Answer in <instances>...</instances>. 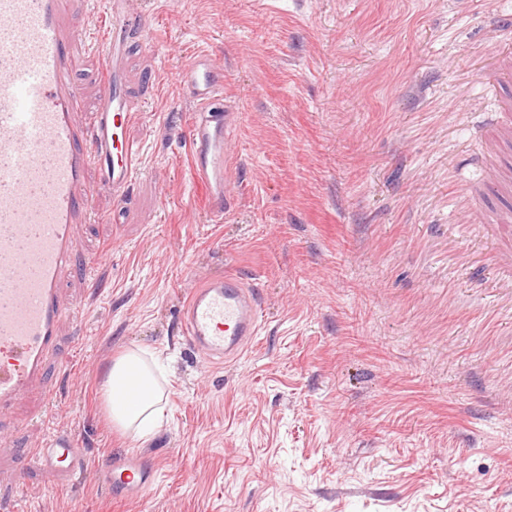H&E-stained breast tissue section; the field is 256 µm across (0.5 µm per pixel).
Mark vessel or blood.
Here are the masks:
<instances>
[{
	"label": "vessel or blood",
	"instance_id": "obj_1",
	"mask_svg": "<svg viewBox=\"0 0 512 512\" xmlns=\"http://www.w3.org/2000/svg\"><path fill=\"white\" fill-rule=\"evenodd\" d=\"M76 0H0V433L15 424L41 383L64 323H81L66 300L63 277L97 259L77 258L76 230L91 216L89 169L124 195L140 151L128 128L141 110L111 71L123 64L127 0H106L112 39L99 53L103 85L87 104L74 73L87 44L68 22ZM182 88L196 106L189 130L191 182L220 219L231 200L227 148L232 113L224 106V71L203 51L184 62ZM188 343L216 361L238 355L261 329L255 291L235 275H215L190 295L181 318ZM38 453L51 472L87 464L74 436L53 430ZM110 492L149 488L157 472L126 460L95 462Z\"/></svg>",
	"mask_w": 512,
	"mask_h": 512
}]
</instances>
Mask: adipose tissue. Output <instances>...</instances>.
I'll list each match as a JSON object with an SVG mask.
<instances>
[{
	"mask_svg": "<svg viewBox=\"0 0 512 512\" xmlns=\"http://www.w3.org/2000/svg\"><path fill=\"white\" fill-rule=\"evenodd\" d=\"M165 377L158 359L144 350L129 349L116 359L98 387L111 426L149 442L163 422Z\"/></svg>",
	"mask_w": 512,
	"mask_h": 512,
	"instance_id": "obj_1",
	"label": "adipose tissue"
}]
</instances>
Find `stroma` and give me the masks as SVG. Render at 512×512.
Segmentation results:
<instances>
[{"label":"stroma","instance_id":"stroma-1","mask_svg":"<svg viewBox=\"0 0 512 512\" xmlns=\"http://www.w3.org/2000/svg\"><path fill=\"white\" fill-rule=\"evenodd\" d=\"M123 79L143 158L95 188L64 279L50 402L0 445V512H512V259L479 223L483 131L512 61V0H132ZM208 51L237 121L223 222L191 186L194 106L176 72ZM254 284L262 330L236 359L189 349L181 312L213 274ZM168 357L166 422L118 433L98 385L129 348ZM69 430L87 459L161 478L116 499L35 454Z\"/></svg>","mask_w":512,"mask_h":512}]
</instances>
